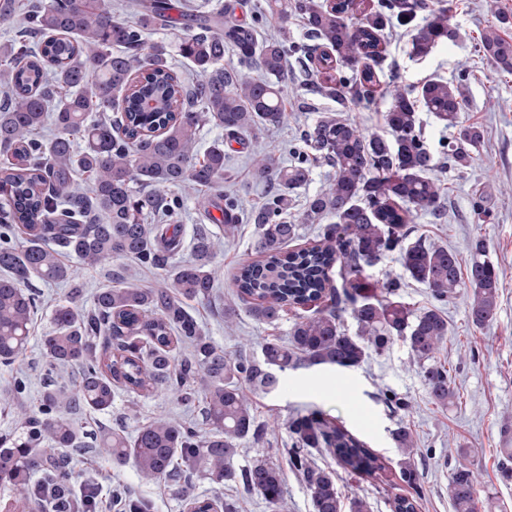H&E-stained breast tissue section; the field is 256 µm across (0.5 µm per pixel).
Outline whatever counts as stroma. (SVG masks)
Instances as JSON below:
<instances>
[{
    "label": "stroma",
    "mask_w": 512,
    "mask_h": 512,
    "mask_svg": "<svg viewBox=\"0 0 512 512\" xmlns=\"http://www.w3.org/2000/svg\"><path fill=\"white\" fill-rule=\"evenodd\" d=\"M501 12L512 14V0H453L449 20L458 30V38L438 45L418 62L408 57L409 32L389 31L384 44V70L396 75L402 85L416 87L434 77L450 82L460 70H468L469 78L461 86V118L483 133L470 167L461 171L449 168L440 175L444 218L422 214L415 223L418 235L447 246L465 263L472 257L473 240L483 239L487 258L503 272L497 315L484 327L469 323L465 297H457L442 308L449 339L437 357L454 370L457 404L440 408L430 402L407 346L399 341L354 369L313 366L291 370L281 374L275 391L249 392L253 412L267 426L268 436L260 445L243 441L233 459L234 468L268 457L287 465L282 448L289 417L319 409L366 441L386 461L385 471L375 479L341 472L338 487L344 499L358 494L369 502L371 512H391L392 498L401 494L416 497L417 512H453L448 498V461L455 458L457 448L466 446L473 451L471 464L481 498L491 500L492 512H512V480L502 477L498 455L501 430L504 425H512V73L501 71L478 48L481 32L494 24ZM285 104L287 125L262 132L249 138L246 145L236 144L228 150L234 176L224 189L240 198L245 209L260 207L266 196L264 185L253 177V157L270 154L281 162H291L290 149L300 130L311 125L320 113L336 109L333 100L312 92L311 78L295 56L288 59ZM477 189L482 190L485 201V211L479 215L472 208V193ZM254 244V228L244 223L217 254L214 266L218 297H227L232 291L237 268L255 259ZM61 259L72 270L70 280L33 283L44 305L33 321L27 356L21 365L29 379L26 403L30 406L37 405L43 392L45 356L41 338L52 327L55 303L77 288L87 304L96 292L118 283L112 275L113 265H87L67 252ZM191 310L206 334L232 355L243 351L260 356L265 339L287 338L291 326L287 318L266 324L242 312L236 331L231 332L225 329L214 306L195 302ZM388 389L408 400L410 407L404 415L390 413L380 401V393ZM162 414L199 427L205 424L201 399L180 402L162 390L137 400L121 392L109 410H85L76 413L74 419L82 427L86 442L91 443L102 430L121 428L132 433ZM401 420L411 429L418 450L416 464L422 485L418 492L399 477V453L391 432ZM74 478L76 484L92 485L103 502L112 484H122L132 497L146 503L147 512H183L182 495L186 492L222 496L235 502L236 512H268L257 495L245 494L235 485H218L206 479L186 485L147 483L140 480L132 463H119L93 452L80 459Z\"/></svg>",
    "instance_id": "35a3bbf8"
}]
</instances>
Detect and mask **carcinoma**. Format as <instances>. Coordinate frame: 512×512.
Instances as JSON below:
<instances>
[{"instance_id": "1", "label": "carcinoma", "mask_w": 512, "mask_h": 512, "mask_svg": "<svg viewBox=\"0 0 512 512\" xmlns=\"http://www.w3.org/2000/svg\"><path fill=\"white\" fill-rule=\"evenodd\" d=\"M169 0H151L135 23L112 11V0H36L24 26L0 46V365L22 361L40 299L28 288L37 278L63 282L71 269L59 257L65 249L80 261L104 265L134 259L160 277L157 288L132 281L103 288L86 307L78 292L55 305L52 328L43 337L47 373L40 401L25 405L26 376L17 373L0 403L13 407L22 424L16 437L0 436V486L10 491L7 512H90L91 489L72 483L77 456L88 451L84 432L68 414L106 411L120 391L149 396L167 390L199 394L209 431L160 415L133 434L101 431L97 454L129 460L147 482L193 477L232 483L258 495L269 512H288L286 474L276 463L258 460L231 467L244 440L265 442L242 386L265 392L278 373L319 365L357 368L396 340L410 350L427 394L438 407L454 404L450 369L436 360L448 341V321L439 306L464 294L475 327L490 322L498 307L502 272L484 258L481 240L462 268L446 246L414 235L417 212L445 215L437 165L415 109L416 103L447 128L445 164L461 170L473 161L483 139L479 127L460 121L463 99L457 87L433 79L418 89L396 85L381 113L382 132L368 133L341 113L375 99L383 74L386 30L413 32L410 57L420 60L456 37L448 7L425 0H264L261 16L278 35L221 23V12L196 22L170 13ZM304 21L310 43H288V21ZM177 27L173 45L147 44L144 30ZM512 15L481 35L479 49L502 71L512 72V39L505 31ZM256 67L265 79L224 69V53ZM304 53L319 92L336 101L302 131L308 147L284 166L273 155L253 163L267 189L259 208L243 213L238 197L224 192L229 179L224 143L238 144L287 120L284 86L287 53ZM177 53L198 75L189 84L171 63ZM112 112L95 121L92 112ZM51 122L54 134L37 133ZM224 130L197 158L201 128ZM331 172L309 197L299 219L286 218L295 193L310 181L312 163ZM142 183L136 188L134 184ZM198 187L215 190L212 207L223 220L212 229L194 228L191 256L184 250L181 195ZM254 226L258 259L235 277L231 298L218 309L226 327L239 310L274 323L291 309L312 307L293 319L288 340H266L261 356H231L205 335L189 303L212 302L213 260L240 221ZM317 225V240L288 249L300 225ZM395 253L404 274L427 288L436 305L418 313L403 300L399 277L386 275L380 294L364 293L367 268ZM351 318L356 330L344 326ZM392 439L400 452L401 479L420 492L421 475L410 429L399 423ZM289 469L306 485L313 512H369L360 496L344 506L338 472L315 462L329 456L354 474L384 467L381 456L322 411L288 419ZM472 450L448 474L454 512H479ZM111 502L122 512L146 505L112 487ZM188 512H235L219 497L188 495Z\"/></svg>"}]
</instances>
